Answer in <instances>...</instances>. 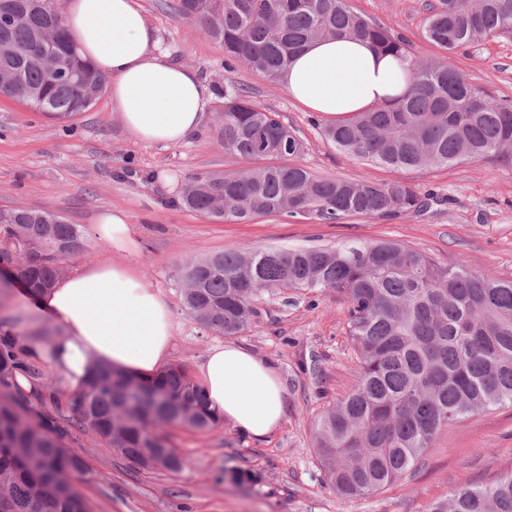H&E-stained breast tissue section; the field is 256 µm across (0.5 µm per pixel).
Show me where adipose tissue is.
Masks as SVG:
<instances>
[{
  "mask_svg": "<svg viewBox=\"0 0 512 512\" xmlns=\"http://www.w3.org/2000/svg\"><path fill=\"white\" fill-rule=\"evenodd\" d=\"M62 18L83 57L108 78L112 108L131 136L174 145L202 124L211 94L196 70L168 62L135 0H63ZM281 81L299 105L328 120L379 107L406 90L404 66L370 43L315 41ZM98 238L108 262L89 264L52 288L20 300L60 333L47 342L19 336L27 360L48 364L61 395L81 389L93 365L149 380L171 361L173 313L165 294L136 271L141 250L123 210L102 214ZM208 406L245 441L262 443L287 416L285 388L274 366L235 342L211 346L199 366Z\"/></svg>",
  "mask_w": 512,
  "mask_h": 512,
  "instance_id": "ef3b65f1",
  "label": "adipose tissue"
}]
</instances>
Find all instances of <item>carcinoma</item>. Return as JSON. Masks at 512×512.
Segmentation results:
<instances>
[{"label":"carcinoma","instance_id":"carcinoma-1","mask_svg":"<svg viewBox=\"0 0 512 512\" xmlns=\"http://www.w3.org/2000/svg\"><path fill=\"white\" fill-rule=\"evenodd\" d=\"M164 9L224 46V60L274 83L316 39L347 36L407 63L409 86L391 103L324 126L341 154L397 170L461 162L512 164V104L476 91L452 55L512 34V0H432L425 37L444 55L414 59L400 33L354 11L348 0H165ZM0 97L60 119L91 108L107 78L82 58L53 0H0ZM49 44L73 80L54 76ZM224 153L244 166L192 175L183 205L209 221L262 215L335 224L349 216L388 221L425 211L433 195L403 179L318 176L294 162L304 144L245 91L224 94L217 125ZM88 253L87 232L50 210L0 207V265L33 291L50 288L63 262ZM181 302L204 329L244 332L256 301L281 290H334L346 299L359 368L351 391L316 422L325 485L347 497L379 492L428 451L439 432L471 413L512 403V281L442 263L403 243L345 242L312 249L249 248L182 267ZM17 333L0 330V512H88L72 477L82 456L64 445L93 427L136 468L170 447L163 429L211 430L220 420L183 364L144 381L98 367L62 399L26 360ZM33 386L21 390L16 376ZM431 512H512V474L461 487Z\"/></svg>","mask_w":512,"mask_h":512}]
</instances>
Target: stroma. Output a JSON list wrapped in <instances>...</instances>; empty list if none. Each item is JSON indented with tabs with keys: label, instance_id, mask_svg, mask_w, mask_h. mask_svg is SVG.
I'll return each instance as SVG.
<instances>
[{
	"label": "stroma",
	"instance_id": "obj_1",
	"mask_svg": "<svg viewBox=\"0 0 512 512\" xmlns=\"http://www.w3.org/2000/svg\"><path fill=\"white\" fill-rule=\"evenodd\" d=\"M161 49L175 64L195 68L211 92L192 136L169 147L137 142L103 94L88 111L63 121L0 97V207L48 209L68 223L93 227L96 216L124 210L140 242L133 264L166 295L175 321L174 362L190 373L218 337L188 316L180 301L183 261L254 247H330L382 239L431 257L462 259L474 273L512 280V165L462 162L400 171L345 157L326 143L324 118L300 107L250 68L224 64L223 47L174 19L160 0H136ZM358 12L401 33L412 57L439 49L422 28L428 0H350ZM469 83L512 104V35L460 49L453 58ZM243 89L275 112L304 142L299 161L318 175L388 182L403 179L438 198L424 215L389 221L350 216L336 224L304 218L259 217L246 224L214 223L178 206L190 176L239 167L215 128L225 92ZM260 315L234 340L278 371L288 416L269 443H245L227 424L208 432L169 428L188 465L177 473L133 468L89 431H73L67 446L86 461L74 482L90 512H428L463 485L482 486L512 473V406L466 416L440 432L433 447L396 483L365 497H343L325 486L315 448V422L346 395L358 370L344 299L288 290L263 295ZM233 468L261 472L253 486L226 478Z\"/></svg>",
	"mask_w": 512,
	"mask_h": 512
}]
</instances>
